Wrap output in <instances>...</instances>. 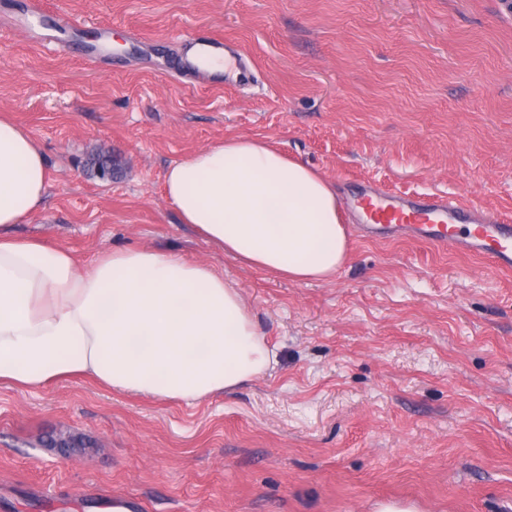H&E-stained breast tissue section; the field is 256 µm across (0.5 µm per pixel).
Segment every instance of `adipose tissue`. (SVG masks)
Returning <instances> with one entry per match:
<instances>
[{
	"label": "adipose tissue",
	"instance_id": "ef3b65f1",
	"mask_svg": "<svg viewBox=\"0 0 512 512\" xmlns=\"http://www.w3.org/2000/svg\"><path fill=\"white\" fill-rule=\"evenodd\" d=\"M49 180L35 139L0 118V383L32 389L84 377L191 403L275 363L238 289L206 262L130 247L82 270L63 245L12 236ZM164 192L182 223L251 267L308 282L347 258L331 183L267 142L197 150L169 167Z\"/></svg>",
	"mask_w": 512,
	"mask_h": 512
}]
</instances>
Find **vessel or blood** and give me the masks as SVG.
<instances>
[{
	"label": "vessel or blood",
	"mask_w": 512,
	"mask_h": 512,
	"mask_svg": "<svg viewBox=\"0 0 512 512\" xmlns=\"http://www.w3.org/2000/svg\"><path fill=\"white\" fill-rule=\"evenodd\" d=\"M352 207L372 229L409 232L430 245L486 256L495 270H512V221L474 204L369 185L353 199Z\"/></svg>",
	"instance_id": "1"
}]
</instances>
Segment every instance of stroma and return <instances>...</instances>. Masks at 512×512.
<instances>
[{
	"mask_svg": "<svg viewBox=\"0 0 512 512\" xmlns=\"http://www.w3.org/2000/svg\"><path fill=\"white\" fill-rule=\"evenodd\" d=\"M500 2L0 0V115L51 174L12 234L84 265L133 246L206 261L278 355L192 405L87 378L0 384V512H512V273L363 236L347 213L345 264L295 283L224 254L164 195L172 164L252 138L340 197L376 183L512 215ZM189 34L224 36L253 82L175 74Z\"/></svg>",
	"mask_w": 512,
	"mask_h": 512,
	"instance_id": "obj_1",
	"label": "stroma"
}]
</instances>
